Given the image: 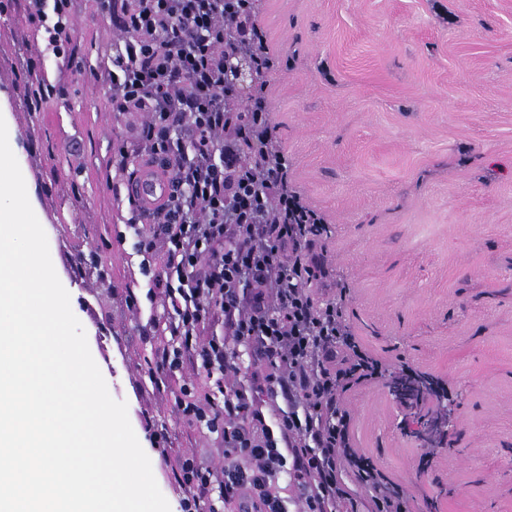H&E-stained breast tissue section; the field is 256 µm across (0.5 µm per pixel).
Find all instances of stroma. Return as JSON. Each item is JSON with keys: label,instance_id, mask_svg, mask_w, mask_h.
<instances>
[{"label": "stroma", "instance_id": "1", "mask_svg": "<svg viewBox=\"0 0 512 512\" xmlns=\"http://www.w3.org/2000/svg\"><path fill=\"white\" fill-rule=\"evenodd\" d=\"M267 75L290 176L329 226L318 300L346 287L360 342L398 371L434 378L456 402L437 448L404 429L387 381L349 392L350 437L419 512H512V0H258ZM74 61L44 55L27 0L0 14V116L42 216L56 274L75 299L90 352L126 401L156 482L179 512L184 459L209 460L208 431L178 422L149 370L177 341L163 299L135 310L149 282L132 243L124 183L109 160L135 118L115 117L93 75L112 46L101 0H74ZM64 94L31 98L38 87ZM96 252L107 283H73ZM104 324L107 335L96 333Z\"/></svg>", "mask_w": 512, "mask_h": 512}]
</instances>
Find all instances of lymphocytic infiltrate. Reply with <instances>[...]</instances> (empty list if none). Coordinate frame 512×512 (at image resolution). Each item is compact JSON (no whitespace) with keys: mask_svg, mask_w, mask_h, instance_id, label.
Segmentation results:
<instances>
[{"mask_svg":"<svg viewBox=\"0 0 512 512\" xmlns=\"http://www.w3.org/2000/svg\"><path fill=\"white\" fill-rule=\"evenodd\" d=\"M112 52L98 80L114 112L139 117L133 146L110 159L118 172L144 161L166 177L163 202L131 206L140 268L163 286L178 338L159 354L164 380L192 367L211 387L184 383L178 420L215 434L218 456L183 462L190 490L181 512L219 499L228 512H359L342 475L371 493L370 512H415L412 496L350 442L344 394L384 368L353 334L345 298L316 304L325 277L316 250L323 218L288 178L266 82L241 102L225 58L237 53L264 74L279 58L254 0H103ZM46 50L70 58L73 0H29ZM131 295L133 306L156 293ZM223 321V334L209 333ZM251 362L241 383V353ZM289 478L294 496L274 486Z\"/></svg>","mask_w":512,"mask_h":512,"instance_id":"f902f5d3","label":"lymphocytic infiltrate"}]
</instances>
